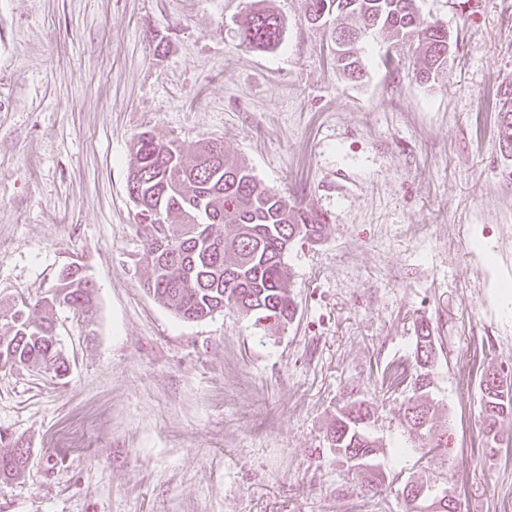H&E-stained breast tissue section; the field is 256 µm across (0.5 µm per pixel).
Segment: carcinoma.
I'll return each instance as SVG.
<instances>
[{
    "mask_svg": "<svg viewBox=\"0 0 512 512\" xmlns=\"http://www.w3.org/2000/svg\"><path fill=\"white\" fill-rule=\"evenodd\" d=\"M309 2L311 23L331 22L340 32L361 34L355 41L333 39L336 66L351 80L363 77L366 37L380 32L395 45L414 46L412 83L428 85L448 69V30L421 20L416 0ZM350 18L356 24H348ZM282 36L283 21L270 8L251 10L240 29L241 44L250 49H273ZM499 142L512 153V104L500 110ZM133 150L128 190L137 191L145 207L162 212L172 253L178 257V262L171 264L147 244L146 291L184 320L207 317L232 305L245 314L271 318L276 324L290 322L296 305L288 291L290 273L284 257L297 241L321 236L324 224L320 218L289 203L244 163L224 153L214 154L208 139L184 146L143 131ZM56 301L77 311L92 305L90 293L76 277L59 282L35 307L12 306L1 311L0 318L9 320V328L0 336V365L39 368L57 377L67 372L51 319L37 315L39 309L52 310L50 304ZM415 332V360L421 373L414 380L405 411L430 416L429 433L435 427V410L425 394L429 393L430 368L436 359L435 339L424 321L417 323ZM481 394L486 418L512 415V394L496 398L484 388ZM328 438L344 449L336 452V458L346 464L353 455L379 449L359 417L351 416L348 404L336 413ZM26 452L15 448L0 455V481L22 474Z\"/></svg>",
    "mask_w": 512,
    "mask_h": 512,
    "instance_id": "obj_1",
    "label": "carcinoma"
}]
</instances>
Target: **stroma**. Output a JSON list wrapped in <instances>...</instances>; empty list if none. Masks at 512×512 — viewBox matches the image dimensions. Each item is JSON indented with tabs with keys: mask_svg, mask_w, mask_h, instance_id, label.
Returning <instances> with one entry per match:
<instances>
[{
	"mask_svg": "<svg viewBox=\"0 0 512 512\" xmlns=\"http://www.w3.org/2000/svg\"><path fill=\"white\" fill-rule=\"evenodd\" d=\"M261 1L284 21L269 51L237 35ZM417 7L451 36L431 85L381 34L348 81L309 0H0V304L68 266L96 285L85 314L49 313L68 375L0 368V453L30 451L0 512H408L415 475L461 512H512V416L490 447L479 389L512 377V0ZM147 130L220 139L320 216L285 257L290 323L184 321L145 292L127 177ZM420 320L437 442L404 417ZM351 397L372 406L378 492L327 438Z\"/></svg>",
	"mask_w": 512,
	"mask_h": 512,
	"instance_id": "35a3bbf8",
	"label": "stroma"
}]
</instances>
